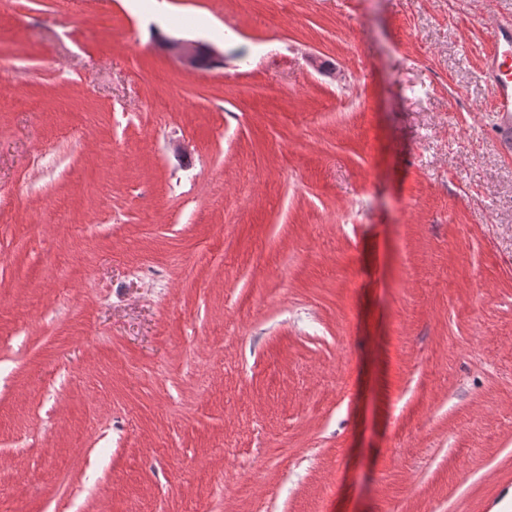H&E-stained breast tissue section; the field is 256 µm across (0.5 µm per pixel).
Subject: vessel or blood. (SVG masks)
Masks as SVG:
<instances>
[{"instance_id": "obj_1", "label": "vessel or blood", "mask_w": 512, "mask_h": 512, "mask_svg": "<svg viewBox=\"0 0 512 512\" xmlns=\"http://www.w3.org/2000/svg\"><path fill=\"white\" fill-rule=\"evenodd\" d=\"M483 72L494 101L498 133L504 142H511L512 20L496 23L493 45L483 58Z\"/></svg>"}]
</instances>
